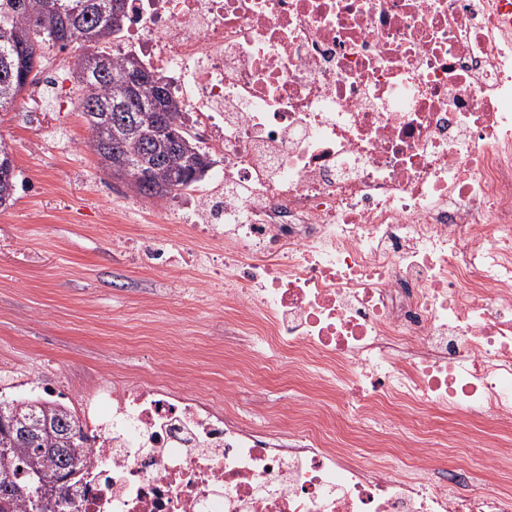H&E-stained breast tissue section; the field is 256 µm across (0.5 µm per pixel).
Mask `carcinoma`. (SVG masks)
I'll use <instances>...</instances> for the list:
<instances>
[{
	"mask_svg": "<svg viewBox=\"0 0 512 512\" xmlns=\"http://www.w3.org/2000/svg\"><path fill=\"white\" fill-rule=\"evenodd\" d=\"M126 0H0V112L11 109L26 87L35 82L31 73L41 58L38 51L50 42L64 49L77 42L72 74L81 89L77 107L88 117L92 131L89 147L100 165L111 171L133 172L140 177L136 193L153 203L174 199L209 167L183 126L165 124L178 106L157 75L130 93L118 76L143 72L133 55L113 58L102 44L112 36V2ZM84 10L74 14L78 4ZM91 33L84 36L81 27ZM96 60L99 76L88 74ZM140 113L137 124L125 123L122 112H112V122L98 116L113 104ZM0 208L10 205L16 187L12 147L0 137ZM79 434L71 443L61 441L66 429ZM89 437L65 407L34 399H0V512H77L63 504L89 475ZM27 495L16 494L17 487Z\"/></svg>",
	"mask_w": 512,
	"mask_h": 512,
	"instance_id": "cac0c4a2",
	"label": "carcinoma"
}]
</instances>
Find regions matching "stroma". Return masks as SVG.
Listing matches in <instances>:
<instances>
[{
  "label": "stroma",
  "instance_id": "1",
  "mask_svg": "<svg viewBox=\"0 0 512 512\" xmlns=\"http://www.w3.org/2000/svg\"><path fill=\"white\" fill-rule=\"evenodd\" d=\"M0 137L22 180L0 211V363L42 381L94 387L117 373L161 369L202 394L223 396L236 354L224 304L201 289L209 264L162 276L112 245L137 224L154 231L148 200L103 172L84 117L60 90L41 88L22 112H0ZM225 408L255 418L312 390L302 374L236 376Z\"/></svg>",
  "mask_w": 512,
  "mask_h": 512
}]
</instances>
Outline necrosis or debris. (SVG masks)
I'll return each mask as SVG.
<instances>
[{
    "label": "necrosis or debris",
    "mask_w": 512,
    "mask_h": 512,
    "mask_svg": "<svg viewBox=\"0 0 512 512\" xmlns=\"http://www.w3.org/2000/svg\"><path fill=\"white\" fill-rule=\"evenodd\" d=\"M108 49L161 76L222 155L188 248L133 230L155 274L224 256L209 291L248 338L246 369L303 371L331 403L265 428L188 384L140 377L79 395L9 375L18 395L81 396L93 468L79 512H512V458L438 470L435 433L395 405L492 419L512 437V27L499 0H129ZM344 416L376 453L328 441ZM410 461L398 464L393 449Z\"/></svg>",
    "instance_id": "1"
}]
</instances>
